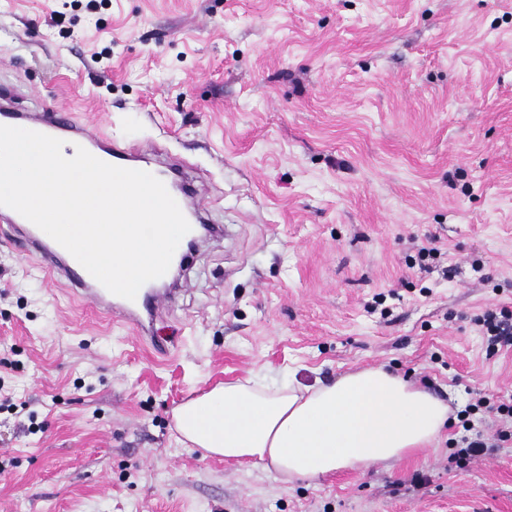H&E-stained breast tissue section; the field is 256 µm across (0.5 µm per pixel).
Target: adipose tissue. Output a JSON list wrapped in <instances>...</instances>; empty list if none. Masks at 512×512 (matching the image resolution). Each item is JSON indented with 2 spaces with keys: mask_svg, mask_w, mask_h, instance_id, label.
<instances>
[{
  "mask_svg": "<svg viewBox=\"0 0 512 512\" xmlns=\"http://www.w3.org/2000/svg\"><path fill=\"white\" fill-rule=\"evenodd\" d=\"M451 412L432 392L377 367L314 386L227 383L181 405L174 421L182 443L263 465L290 485L432 447Z\"/></svg>",
  "mask_w": 512,
  "mask_h": 512,
  "instance_id": "obj_1",
  "label": "adipose tissue"
}]
</instances>
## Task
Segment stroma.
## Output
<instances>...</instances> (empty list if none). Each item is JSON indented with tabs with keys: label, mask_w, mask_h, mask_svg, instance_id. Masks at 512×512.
Masks as SVG:
<instances>
[{
	"label": "stroma",
	"mask_w": 512,
	"mask_h": 512,
	"mask_svg": "<svg viewBox=\"0 0 512 512\" xmlns=\"http://www.w3.org/2000/svg\"><path fill=\"white\" fill-rule=\"evenodd\" d=\"M0 94L180 160L223 228L158 358L0 219V512H512V439L458 468L451 424L286 487L172 419L224 382L379 365L453 407L512 399L483 325L512 313V0H0Z\"/></svg>",
	"instance_id": "stroma-1"
}]
</instances>
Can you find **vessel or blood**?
I'll use <instances>...</instances> for the list:
<instances>
[{
    "label": "vessel or blood",
    "instance_id": "b4317fda",
    "mask_svg": "<svg viewBox=\"0 0 512 512\" xmlns=\"http://www.w3.org/2000/svg\"><path fill=\"white\" fill-rule=\"evenodd\" d=\"M0 124L19 126L49 136L56 135L59 130L72 126L63 111L53 107L23 116L6 112L0 114ZM75 129L78 136L87 145L100 148V160L124 168L130 167V156L125 149L118 146L102 148V140L96 133L81 126ZM0 215L11 221L17 237L22 240L26 249L38 255L42 269L54 278L72 284L75 295L85 299L102 318L131 325L137 336L148 338L149 346L154 353L167 354L166 341L152 336L151 326L144 320L145 314L155 311L164 304L165 293L160 291L149 293L142 289L132 300L114 295L93 278L76 259L68 258L66 250L61 245L53 239L45 238L42 230L19 213L11 208L1 206Z\"/></svg>",
    "mask_w": 512,
    "mask_h": 512
}]
</instances>
